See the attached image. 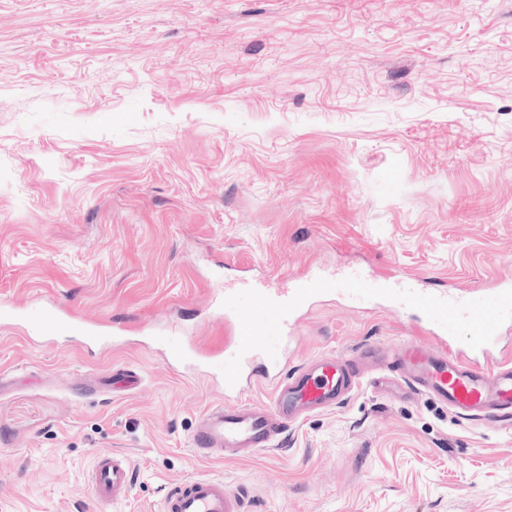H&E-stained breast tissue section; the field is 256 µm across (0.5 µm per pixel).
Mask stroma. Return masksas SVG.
Instances as JSON below:
<instances>
[{
  "mask_svg": "<svg viewBox=\"0 0 512 512\" xmlns=\"http://www.w3.org/2000/svg\"><path fill=\"white\" fill-rule=\"evenodd\" d=\"M360 269L441 288L512 280V0H0V306L124 323L87 352L0 327V512H95V456L132 463L116 512L204 474L248 512H512V421L363 385L282 446L199 458L220 393L225 278ZM421 319L316 297L292 364L400 346ZM142 378L129 393L100 381ZM170 349L167 363L176 369H180V374L186 379H193L202 371L201 367L205 362L199 360L190 350L189 346L183 343L168 347Z\"/></svg>",
  "mask_w": 512,
  "mask_h": 512,
  "instance_id": "1",
  "label": "stroma"
}]
</instances>
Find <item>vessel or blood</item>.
<instances>
[{
	"label": "vessel or blood",
	"mask_w": 512,
	"mask_h": 512,
	"mask_svg": "<svg viewBox=\"0 0 512 512\" xmlns=\"http://www.w3.org/2000/svg\"><path fill=\"white\" fill-rule=\"evenodd\" d=\"M335 290L349 300L380 299L403 312H420L427 338L395 349L370 342L350 356H322L289 367L302 308L315 296ZM223 305L234 329L224 347L219 379L225 399L210 405L197 421L192 446L198 456L236 459L275 447L292 424L341 406L363 383L385 387L392 373L412 394L430 397L459 417L486 423L512 419V361L493 354L503 326L512 323L511 288L496 289L490 296L451 295L423 288L415 280L372 283L360 271L333 277L317 272L280 286L265 280L241 282L225 288ZM463 323L469 339L460 350L455 340ZM68 325L66 314H48L32 327L31 340L50 342ZM77 334L81 346L91 351L121 346L125 330L117 327L106 336L97 327L83 326ZM260 360L268 363L262 379L272 387L269 402L226 406V399L255 385L253 366ZM168 362L187 379L201 372V360L182 344L171 346ZM87 485L98 506L126 500L130 461L98 454ZM161 512H246V501L223 478L200 475L168 488Z\"/></svg>",
	"instance_id": "b4317fda"
}]
</instances>
